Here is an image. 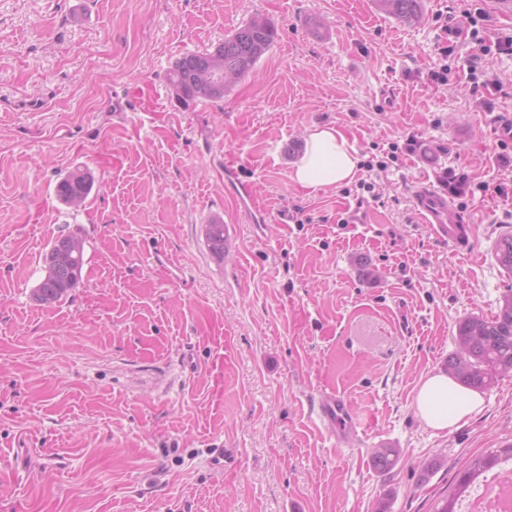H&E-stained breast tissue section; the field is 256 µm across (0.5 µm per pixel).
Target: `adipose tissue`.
Here are the masks:
<instances>
[{"instance_id":"ef3b65f1","label":"adipose tissue","mask_w":512,"mask_h":512,"mask_svg":"<svg viewBox=\"0 0 512 512\" xmlns=\"http://www.w3.org/2000/svg\"><path fill=\"white\" fill-rule=\"evenodd\" d=\"M357 165V151L346 135L335 127L320 126L307 135L291 178L303 188L340 186L353 179ZM415 405L427 427L443 431L458 426L480 410L483 398L449 376L430 374L418 388Z\"/></svg>"}]
</instances>
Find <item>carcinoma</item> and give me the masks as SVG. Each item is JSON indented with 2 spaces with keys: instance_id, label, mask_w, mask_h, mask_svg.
<instances>
[{
  "instance_id": "carcinoma-1",
  "label": "carcinoma",
  "mask_w": 512,
  "mask_h": 512,
  "mask_svg": "<svg viewBox=\"0 0 512 512\" xmlns=\"http://www.w3.org/2000/svg\"><path fill=\"white\" fill-rule=\"evenodd\" d=\"M377 9L402 22L413 23L422 16L423 0H374ZM276 29L261 14L251 17L212 52L188 53L178 59L168 76L176 101L188 109L202 102H215L233 84L253 72L259 60L271 49ZM92 176L77 169L57 183L58 198L68 205L83 203L91 192ZM205 237L212 250L224 254V225L213 221L205 225ZM498 263L512 273V233L500 236L495 247ZM84 266V240L75 234L55 238L44 257V276L33 289V299L50 304L62 299L77 286ZM456 343L464 349L448 355L446 370L461 385L489 391L498 379L512 372V288L503 293L498 311L490 319L469 315L456 326ZM398 453L393 448L376 450L370 457L374 469L391 470ZM498 455L475 464V470L459 480L457 493L446 497L435 512H457L456 506L472 483L476 472L490 468Z\"/></svg>"
}]
</instances>
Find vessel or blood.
<instances>
[{
    "instance_id": "b4317fda",
    "label": "vessel or blood",
    "mask_w": 512,
    "mask_h": 512,
    "mask_svg": "<svg viewBox=\"0 0 512 512\" xmlns=\"http://www.w3.org/2000/svg\"><path fill=\"white\" fill-rule=\"evenodd\" d=\"M414 197L419 214L429 224L436 240L448 244L451 250L459 254L471 250L473 229L465 220L452 215V206L447 197L423 182L415 186ZM319 412L325 421L335 427L337 434L347 433L356 426L347 402L338 396H321Z\"/></svg>"
}]
</instances>
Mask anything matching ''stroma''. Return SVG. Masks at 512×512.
<instances>
[{
    "mask_svg": "<svg viewBox=\"0 0 512 512\" xmlns=\"http://www.w3.org/2000/svg\"><path fill=\"white\" fill-rule=\"evenodd\" d=\"M423 3L407 24L373 0H0V512H432L512 445V374L453 430L414 407L457 322L494 315L512 287L494 255L512 232V139L496 131L512 55H481L497 83L475 86L478 46L447 32L479 9L512 33V15ZM256 13L277 39L254 72L223 101L180 106L175 62ZM322 125L359 166L308 190L292 165ZM78 169L94 186L71 207L56 185ZM448 169L471 181L452 200L474 221L464 255L412 194ZM67 233L85 241L82 279L38 303ZM324 393L361 428L335 437ZM385 446L400 455L380 472L370 452ZM498 455H490L486 458H483L479 460L475 464V469L473 471H470L468 473H465L461 479L459 480V486L457 493L455 495H452L450 497L443 498L442 503H438L439 507L435 509L433 512H457L456 506L457 503L462 496L463 493L467 491V488L472 483L474 477L477 475L476 471H480L481 468H490L497 462Z\"/></svg>",
    "mask_w": 512,
    "mask_h": 512,
    "instance_id": "obj_1",
    "label": "stroma"
}]
</instances>
